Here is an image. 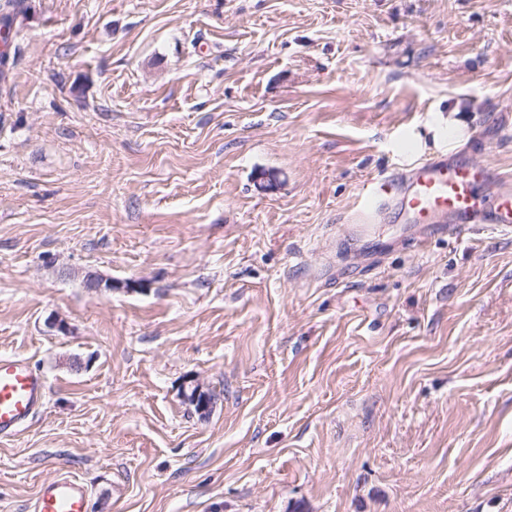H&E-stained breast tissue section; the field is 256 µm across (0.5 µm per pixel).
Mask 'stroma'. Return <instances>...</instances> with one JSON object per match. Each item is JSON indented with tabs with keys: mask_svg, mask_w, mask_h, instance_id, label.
<instances>
[{
	"mask_svg": "<svg viewBox=\"0 0 512 512\" xmlns=\"http://www.w3.org/2000/svg\"><path fill=\"white\" fill-rule=\"evenodd\" d=\"M28 2L0 354L48 394L0 512L58 474L88 512H512V235L344 229L451 102L512 174V0Z\"/></svg>",
	"mask_w": 512,
	"mask_h": 512,
	"instance_id": "35a3bbf8",
	"label": "stroma"
}]
</instances>
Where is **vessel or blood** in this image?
<instances>
[{
  "label": "vessel or blood",
  "instance_id": "obj_1",
  "mask_svg": "<svg viewBox=\"0 0 512 512\" xmlns=\"http://www.w3.org/2000/svg\"><path fill=\"white\" fill-rule=\"evenodd\" d=\"M426 232L414 236L415 247L429 235H444L452 227L487 224L512 233V177L470 161H427L409 174L400 189L393 176L370 179L363 185L351 217L354 237L369 238L378 210L390 199ZM48 390L45 376L28 359L0 355V439L19 435L39 413ZM89 490L79 479L60 474L44 479L37 491L34 512H88Z\"/></svg>",
  "mask_w": 512,
  "mask_h": 512
}]
</instances>
